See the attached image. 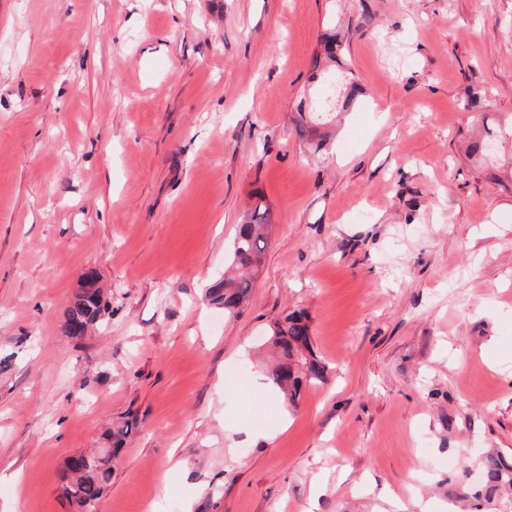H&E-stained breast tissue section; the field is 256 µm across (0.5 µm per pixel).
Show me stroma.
Here are the masks:
<instances>
[{"mask_svg":"<svg viewBox=\"0 0 512 512\" xmlns=\"http://www.w3.org/2000/svg\"><path fill=\"white\" fill-rule=\"evenodd\" d=\"M332 31L358 93L313 152ZM511 118L512 0H0V512H72L60 467L127 420L96 512H450L453 463L512 455V141L467 152ZM257 202L228 317L205 291ZM296 309L328 376L288 410ZM303 104L299 108V137L306 140L315 150L322 149L327 143V136L321 132L319 126L330 123L328 117H336L335 112H305ZM335 115V116H334ZM271 227L270 211L257 203L238 224L229 263L234 275L209 288L207 298L211 304L224 309V314H237L244 307L254 288L255 279L263 266L264 254ZM104 304L101 293L95 288L92 292L88 288H80L75 296V300L68 307L67 323L74 322L85 326V329L94 324L97 325L102 319L104 313Z\"/></svg>","mask_w":512,"mask_h":512,"instance_id":"obj_1","label":"stroma"}]
</instances>
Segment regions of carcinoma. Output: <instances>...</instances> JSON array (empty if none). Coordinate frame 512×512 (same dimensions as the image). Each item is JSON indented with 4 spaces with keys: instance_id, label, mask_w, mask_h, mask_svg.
I'll return each mask as SVG.
<instances>
[{
    "instance_id": "1",
    "label": "carcinoma",
    "mask_w": 512,
    "mask_h": 512,
    "mask_svg": "<svg viewBox=\"0 0 512 512\" xmlns=\"http://www.w3.org/2000/svg\"><path fill=\"white\" fill-rule=\"evenodd\" d=\"M299 137L315 149H322L327 136L319 126L327 124L331 112H307L299 108ZM512 135V127L501 130L489 127L486 135L472 145L473 153L485 151V144L500 137ZM271 227L270 211L258 203L246 213L238 224L229 263L234 271L231 276L216 283L209 289L207 298L211 304L224 309L231 316L244 307L254 288L255 279L263 266L264 254ZM104 304L100 291L82 288L68 307L67 321L90 327L102 319ZM269 341L278 348L279 360L266 372L268 381L283 394L288 405L294 406L304 390L325 380L326 365L311 349L310 327L307 317L300 311L287 314L275 322L269 330ZM134 422L125 421L112 428L109 439L112 447L91 451L77 461V467L63 464L61 473L62 496L78 508L93 510L112 480V458L117 455L120 444L132 432ZM481 480L472 483L468 480L469 470H464L465 486L463 497L488 506L502 499L512 500V461L509 462L499 452L487 451L480 460Z\"/></svg>"
}]
</instances>
